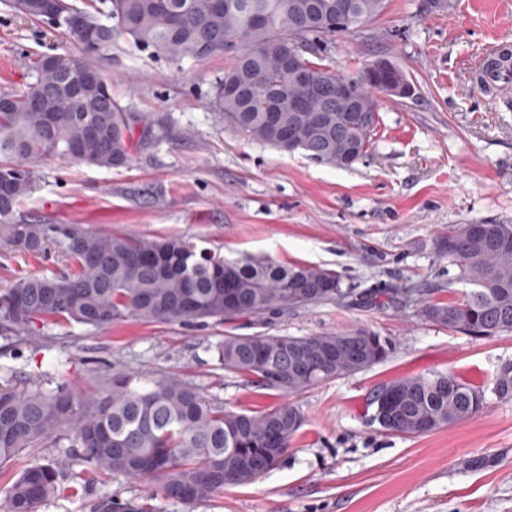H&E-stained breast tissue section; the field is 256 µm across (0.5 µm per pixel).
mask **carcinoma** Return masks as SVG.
I'll return each mask as SVG.
<instances>
[{
  "label": "carcinoma",
  "instance_id": "1",
  "mask_svg": "<svg viewBox=\"0 0 512 512\" xmlns=\"http://www.w3.org/2000/svg\"><path fill=\"white\" fill-rule=\"evenodd\" d=\"M338 0H109L114 20L100 53L78 32L58 24L75 50L33 62L34 81L0 95V174L10 181L0 196V225L18 250L38 255L52 248L70 262L62 276H22L0 296V323L43 337L37 323H76L98 329L127 318L144 323L193 325L209 320L262 322L270 314L323 303L377 309L402 308L409 288L358 292L333 270L242 255L226 257L180 236L96 233L79 224H10L14 207L34 190L30 165L50 156L90 166L118 168L133 159L143 118L112 96V77L99 62L118 40L153 48L174 61L204 60L236 47L224 81L245 91L217 92L214 107L247 140L280 148L279 132L305 142L311 158L349 168L372 145L379 85L363 73L345 74L308 56L322 53L324 38L360 30L387 0H348L336 24ZM268 14L250 28L247 14ZM297 53L317 83L307 88L283 74V59ZM98 70L101 86L73 98L67 84ZM347 88L368 108L352 115L340 95ZM307 100L292 111L294 98ZM456 270L448 284L471 287L461 302L426 303L425 318L471 336L512 334V224H458L437 241ZM390 339L365 329L313 336L229 333L215 346L224 370L251 385L288 397L318 382L353 375L386 361ZM493 393L512 397V364L500 368ZM486 404L485 392L448 374L417 375L378 387L370 420L393 434L420 437L464 422ZM303 424L299 406L285 400L262 411L215 406L201 389L172 374L106 372L86 395L63 381L53 388L0 387V469L23 451L51 443L65 448L64 465L32 462L13 477L3 512H39L48 500L91 490L92 512H148L112 494L111 479L145 480L166 499L209 500L231 486L254 482L274 468ZM82 467L76 481L63 467Z\"/></svg>",
  "mask_w": 512,
  "mask_h": 512
}]
</instances>
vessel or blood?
<instances>
[{
    "instance_id": "b4317fda",
    "label": "vessel or blood",
    "mask_w": 512,
    "mask_h": 512,
    "mask_svg": "<svg viewBox=\"0 0 512 512\" xmlns=\"http://www.w3.org/2000/svg\"><path fill=\"white\" fill-rule=\"evenodd\" d=\"M468 77L496 107L512 106V42L489 44L470 63Z\"/></svg>"
}]
</instances>
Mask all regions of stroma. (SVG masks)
Returning a JSON list of instances; mask_svg holds the SVG:
<instances>
[{"label":"stroma","mask_w":512,"mask_h":512,"mask_svg":"<svg viewBox=\"0 0 512 512\" xmlns=\"http://www.w3.org/2000/svg\"><path fill=\"white\" fill-rule=\"evenodd\" d=\"M500 38L512 40V0H388L364 31L325 38L323 63L354 73L386 58L416 87L411 98L379 96L373 145L347 169L226 127L212 102L230 54L175 62L116 43L101 63L112 93L163 137L143 136L122 168L40 161L35 189L11 223L203 239L226 255L327 268L360 291L421 292L399 312L326 303L267 318L271 334L362 328L395 349L380 365L295 395L304 422L281 463L255 482L195 504L122 478L113 480L114 493L149 512H512V399L491 392L501 365L512 363V334L475 337L420 313L424 303L458 301L465 291L448 282L440 236L457 224H512V112L493 111L467 73ZM72 48L61 30L0 5V92L31 82V60ZM64 270L56 254L19 253L0 235V294L16 277ZM251 330L245 320L62 323L45 326L36 345L0 329V384L61 378L84 389L96 371L167 372L198 385L213 404L263 410L279 395L225 371L213 350L224 334ZM428 373L484 389L486 407L416 438L371 422L379 386Z\"/></svg>","instance_id":"obj_1"}]
</instances>
